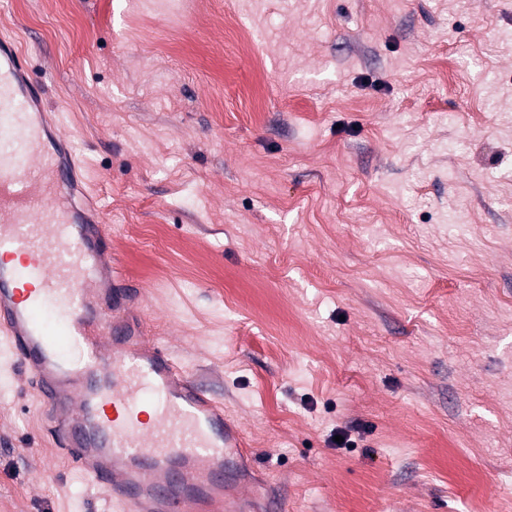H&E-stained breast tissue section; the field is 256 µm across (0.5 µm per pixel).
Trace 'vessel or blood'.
<instances>
[{"instance_id":"b4317fda","label":"vessel or blood","mask_w":512,"mask_h":512,"mask_svg":"<svg viewBox=\"0 0 512 512\" xmlns=\"http://www.w3.org/2000/svg\"><path fill=\"white\" fill-rule=\"evenodd\" d=\"M42 80L0 41V339L35 375L84 492L114 512H268L231 482L251 450L224 407L147 338L139 289L88 216L58 126L28 106Z\"/></svg>"}]
</instances>
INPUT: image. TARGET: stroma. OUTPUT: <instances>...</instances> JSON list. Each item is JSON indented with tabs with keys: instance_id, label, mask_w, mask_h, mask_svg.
<instances>
[{
	"instance_id": "35a3bbf8",
	"label": "stroma",
	"mask_w": 512,
	"mask_h": 512,
	"mask_svg": "<svg viewBox=\"0 0 512 512\" xmlns=\"http://www.w3.org/2000/svg\"><path fill=\"white\" fill-rule=\"evenodd\" d=\"M163 2L0 0L148 336L282 512H512V0ZM37 395L0 512H109Z\"/></svg>"
}]
</instances>
